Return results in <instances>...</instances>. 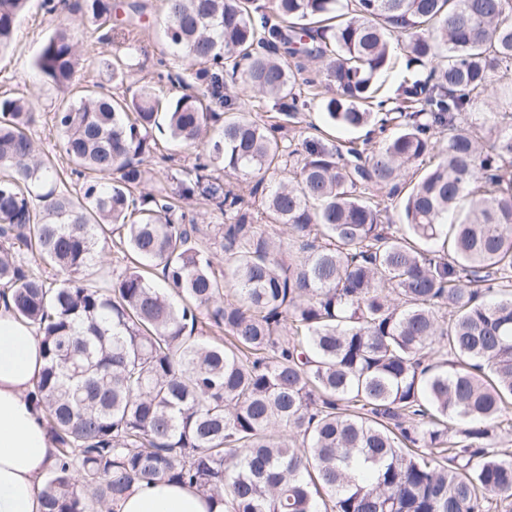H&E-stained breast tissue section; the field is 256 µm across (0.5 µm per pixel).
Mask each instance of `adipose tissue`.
I'll list each match as a JSON object with an SVG mask.
<instances>
[{
    "mask_svg": "<svg viewBox=\"0 0 512 512\" xmlns=\"http://www.w3.org/2000/svg\"><path fill=\"white\" fill-rule=\"evenodd\" d=\"M44 359L35 330L0 298V512H41L55 446L28 394ZM116 512H224L196 489L165 479L135 487Z\"/></svg>",
    "mask_w": 512,
    "mask_h": 512,
    "instance_id": "1",
    "label": "adipose tissue"
}]
</instances>
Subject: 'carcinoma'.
<instances>
[{
	"label": "carcinoma",
	"mask_w": 512,
	"mask_h": 512,
	"mask_svg": "<svg viewBox=\"0 0 512 512\" xmlns=\"http://www.w3.org/2000/svg\"><path fill=\"white\" fill-rule=\"evenodd\" d=\"M26 2L0 0V54ZM45 2L58 23L33 69L69 93L55 121L78 190L30 136L35 99L0 97V292L43 345L45 512H114L159 478L227 512L511 500L496 439L512 432V0H276L257 16L254 0H164L182 62L158 75L183 89L168 97L77 85L69 15L100 30L117 4ZM395 48L426 77L374 109ZM99 65L121 85L134 70ZM239 86L275 119L213 108ZM490 96L486 131L458 125ZM314 99L325 125L385 138L285 142ZM157 131L208 137L168 192L140 189ZM220 169L255 183L226 187ZM399 195L396 224L385 200ZM198 198L227 220L220 266L176 204ZM102 237L132 261L97 282Z\"/></svg>",
	"instance_id": "cac0c4a2"
}]
</instances>
